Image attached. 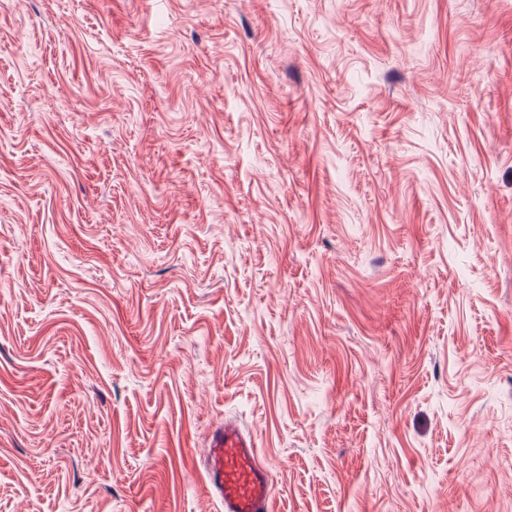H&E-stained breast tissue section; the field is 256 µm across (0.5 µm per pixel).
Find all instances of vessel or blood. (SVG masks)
<instances>
[{
	"label": "vessel or blood",
	"instance_id": "b4317fda",
	"mask_svg": "<svg viewBox=\"0 0 512 512\" xmlns=\"http://www.w3.org/2000/svg\"><path fill=\"white\" fill-rule=\"evenodd\" d=\"M198 474L220 512H276L274 477L257 435L236 420L212 429Z\"/></svg>",
	"mask_w": 512,
	"mask_h": 512
}]
</instances>
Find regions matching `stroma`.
Returning a JSON list of instances; mask_svg holds the SVG:
<instances>
[{"mask_svg":"<svg viewBox=\"0 0 512 512\" xmlns=\"http://www.w3.org/2000/svg\"><path fill=\"white\" fill-rule=\"evenodd\" d=\"M512 512V0H0V512ZM220 512H275L274 477L258 449L257 435L236 420L210 433L197 470Z\"/></svg>","mask_w":512,"mask_h":512,"instance_id":"stroma-1","label":"stroma"}]
</instances>
